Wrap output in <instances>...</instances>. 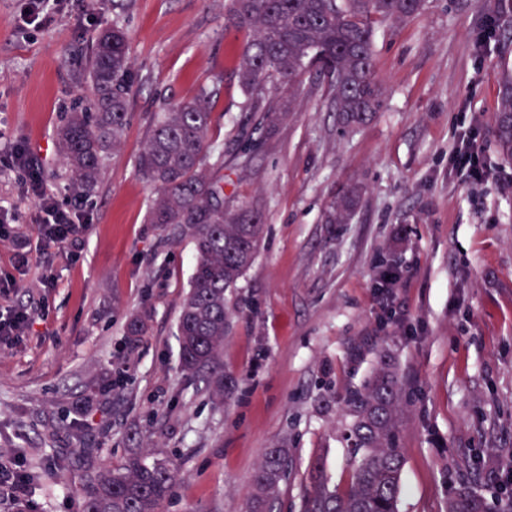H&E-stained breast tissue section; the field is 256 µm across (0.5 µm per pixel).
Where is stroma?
<instances>
[{"label": "stroma", "instance_id": "35a3bbf8", "mask_svg": "<svg viewBox=\"0 0 512 512\" xmlns=\"http://www.w3.org/2000/svg\"><path fill=\"white\" fill-rule=\"evenodd\" d=\"M23 7L0 0V208L30 260L18 265L0 240V278L15 282L0 305L27 307L35 322L0 349V463L43 469L30 512H78L82 473L58 462L84 439L100 467L140 449L172 459L179 479L164 512H243L266 450L288 445L295 473L281 512H296L311 461L346 484L342 400L383 350L406 402L399 512H448L464 481L502 512L497 489L512 482V163L492 126L512 68V0H428L418 16L377 25L380 112L343 127L325 82L305 73L292 94L268 85L264 105H291L270 132L240 87L246 37L225 28L224 0H67L28 21ZM112 25L128 36L135 92L121 148L82 199L55 134L92 97L82 74ZM203 90L204 168L225 208L258 211L264 224L234 291L220 399L180 368L176 321L194 243L148 223L155 190L138 166L154 114ZM469 133L488 170L481 180L455 159ZM20 145L87 226L78 260L56 256L51 288L37 202L12 162ZM351 182V220L324 223ZM389 265L399 277L384 288ZM133 313L146 314L147 331L130 343Z\"/></svg>", "mask_w": 512, "mask_h": 512}]
</instances>
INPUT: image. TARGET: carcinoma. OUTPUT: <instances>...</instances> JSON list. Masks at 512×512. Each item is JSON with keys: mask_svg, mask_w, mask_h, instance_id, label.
Instances as JSON below:
<instances>
[{"mask_svg": "<svg viewBox=\"0 0 512 512\" xmlns=\"http://www.w3.org/2000/svg\"><path fill=\"white\" fill-rule=\"evenodd\" d=\"M427 0H224L226 26L248 34L238 78L248 100L268 82L291 87L313 70L327 80L334 112L346 127L364 124L383 106L374 68L372 20L398 21L421 14ZM84 78L94 92L89 104L68 113L57 131V147L73 188L82 196L96 188L109 152L119 148L128 121L133 81L126 33L104 28L92 45ZM211 120L210 96L169 103L158 113L139 156L156 187L148 223L190 236L195 265L177 318L183 370L206 375L224 396L217 363L236 313L229 296L258 253L263 224L253 210L224 209L219 182L203 168ZM495 140L512 163V77L505 80L495 116ZM358 196L351 186L324 216L341 224ZM402 388L397 372L383 363L345 398L351 421L344 439L350 454L348 481L331 483L320 463L306 476L299 512H398L405 465L399 446ZM94 448L70 461L85 472L80 512H163L178 468L168 458L133 454L118 467H93ZM292 458L285 446L270 448L255 471L244 512H279ZM448 512H493L468 484L455 488Z\"/></svg>", "mask_w": 512, "mask_h": 512, "instance_id": "cac0c4a2", "label": "carcinoma"}]
</instances>
